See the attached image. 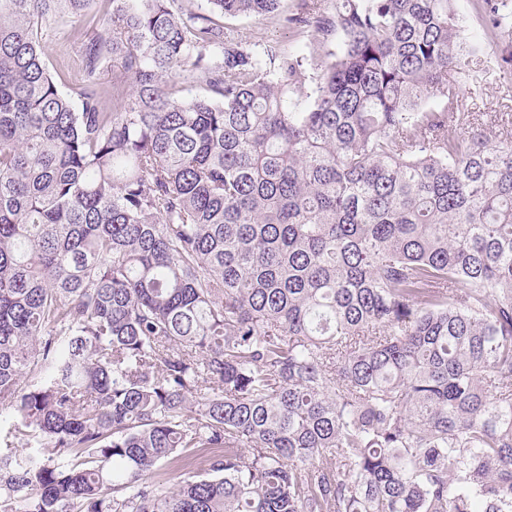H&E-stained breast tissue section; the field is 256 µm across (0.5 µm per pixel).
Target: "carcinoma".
<instances>
[{"instance_id":"cac0c4a2","label":"carcinoma","mask_w":512,"mask_h":512,"mask_svg":"<svg viewBox=\"0 0 512 512\" xmlns=\"http://www.w3.org/2000/svg\"><path fill=\"white\" fill-rule=\"evenodd\" d=\"M280 2L0 0V512H512V0ZM457 12L460 17V25L464 37L476 39H490L483 27L480 16L474 9L472 0H459L456 4ZM44 27L47 29L49 40L47 43V64L52 68H58L60 55L65 53V61L72 75L81 68L80 41L77 40L79 31L84 27L81 18L68 15H56L50 18ZM223 22L224 32L243 45L252 47L258 43H271L294 54L308 52L310 37L307 34H299L277 19L239 16L225 18ZM503 80L499 81L490 76L488 84L483 90L482 97L477 100L476 109L473 111L480 112H508L509 117L512 115V101L502 99L504 97V89L502 87ZM508 108H505L506 106ZM511 114V115H510Z\"/></svg>"}]
</instances>
